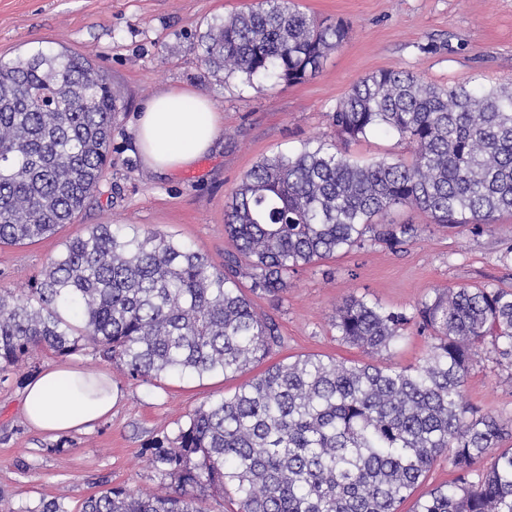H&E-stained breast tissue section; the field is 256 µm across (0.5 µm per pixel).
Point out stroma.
<instances>
[{
  "label": "stroma",
  "instance_id": "1",
  "mask_svg": "<svg viewBox=\"0 0 512 512\" xmlns=\"http://www.w3.org/2000/svg\"><path fill=\"white\" fill-rule=\"evenodd\" d=\"M257 0H0V57L37 51L81 54L105 72L116 95L111 163L73 223L25 245H0V290L26 291L70 238L91 224L159 231L224 262V205L243 175L264 157L299 151L322 141L350 160L411 159L412 144L382 129L340 140L329 115L360 79L404 70L425 82L512 87V0H294L317 19L347 26L344 43L320 72L286 86L214 77L201 60L199 41L208 24ZM186 87L206 96L224 115L214 149L191 169L160 173L145 166L134 147L136 118L153 96ZM386 222L415 224L417 236L397 249L372 240L363 247L300 269L279 304L255 299L273 314L284 345L272 362L319 354L339 360L413 368L431 340L409 328L390 351L368 354L341 343L333 327L337 304L355 296L393 311L413 313L444 288L512 289V214L491 225L443 226L403 207ZM35 352L0 383V512H37L42 501L63 496L78 512L107 487L149 491L159 476L149 463L157 442L174 441L178 428L209 399L233 392L239 379L167 376L133 380L91 348L69 354L90 372L109 373L121 395L110 418L57 438L31 430L21 412L26 383L57 362ZM465 401L512 429V362L488 346L475 348L464 385Z\"/></svg>",
  "mask_w": 512,
  "mask_h": 512
}]
</instances>
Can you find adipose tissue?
<instances>
[{"mask_svg":"<svg viewBox=\"0 0 512 512\" xmlns=\"http://www.w3.org/2000/svg\"><path fill=\"white\" fill-rule=\"evenodd\" d=\"M224 118L201 94L160 91L137 119L135 146L143 163L175 172L192 166L218 139ZM120 389L111 375L58 362L28 383L22 414L33 428L56 435L88 429L112 413Z\"/></svg>","mask_w":512,"mask_h":512,"instance_id":"ef3b65f1","label":"adipose tissue"}]
</instances>
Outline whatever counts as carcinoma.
<instances>
[{"instance_id":"carcinoma-1","label":"carcinoma","mask_w":512,"mask_h":512,"mask_svg":"<svg viewBox=\"0 0 512 512\" xmlns=\"http://www.w3.org/2000/svg\"><path fill=\"white\" fill-rule=\"evenodd\" d=\"M346 36L290 0H260L209 23L200 48L216 77L290 85L315 76ZM117 107L107 74L81 55L0 59L1 245L73 221L107 166ZM331 120L347 138L393 130L413 156L358 165L319 142L263 158L225 203L222 268L160 232L90 225L28 292L0 290V381L39 348L82 346L141 382L237 378L282 344L252 297L280 298L291 274L362 247L369 233L391 247L417 234L378 217L411 207L434 224L488 225L512 212L511 90L381 71L355 83ZM413 323L431 339L419 366L319 355L271 364L155 447L159 491L109 488L80 512H207V499L224 496L233 512H401L411 498L408 512H512V447H503L512 431L463 401L474 348L488 343L512 362V290L448 288L411 316L351 296L334 326L341 341L375 352ZM443 456L456 478L414 496Z\"/></svg>"}]
</instances>
